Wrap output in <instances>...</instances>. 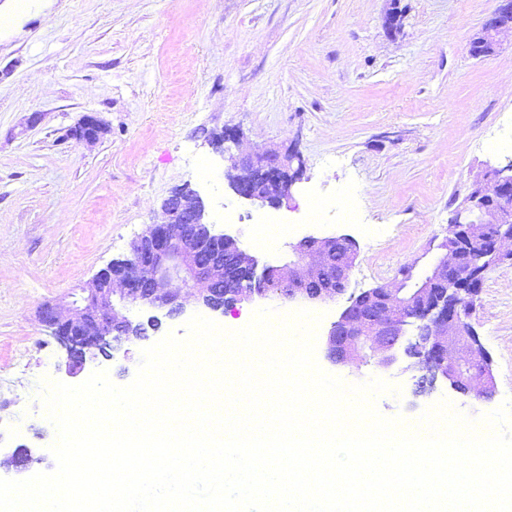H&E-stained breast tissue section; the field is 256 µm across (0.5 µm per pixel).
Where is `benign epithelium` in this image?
<instances>
[{
  "instance_id": "obj_1",
  "label": "benign epithelium",
  "mask_w": 512,
  "mask_h": 512,
  "mask_svg": "<svg viewBox=\"0 0 512 512\" xmlns=\"http://www.w3.org/2000/svg\"><path fill=\"white\" fill-rule=\"evenodd\" d=\"M507 31L512 32V0H499L477 33L479 56L495 54L499 36ZM73 133L79 140L95 141L104 128L96 115L88 114ZM295 161L303 165L297 152L260 150L231 159L225 178L239 197L277 209L295 183ZM162 211L164 221L133 241L129 256L101 269L91 286L82 289L86 296L72 301L67 312L52 304L42 307L41 321L66 350L70 370L77 373L101 357L110 359L114 344L145 339L147 328L160 325L155 316L146 325L132 321L126 311L133 307L181 315L185 305L170 288L175 279L198 288V307L212 312L253 295L323 302L347 289L356 258V244L349 237H306L292 246L294 261L260 268L235 239L202 228L208 223L207 207L192 188L171 191ZM450 227L423 272L405 266L390 285L349 298L328 333L333 362L349 364L370 356L388 368L404 355L420 373L421 392L445 380L462 395L493 396L491 360L470 322L471 300L489 269L512 263V250L501 248L503 241L512 240V162L491 166L473 180ZM338 253L339 262L334 260ZM227 281L234 285L229 299L224 294ZM460 347L468 353L463 362L455 357ZM39 461L35 451L21 448L9 464L24 473Z\"/></svg>"
}]
</instances>
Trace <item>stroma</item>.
Instances as JSON below:
<instances>
[{
	"mask_svg": "<svg viewBox=\"0 0 512 512\" xmlns=\"http://www.w3.org/2000/svg\"><path fill=\"white\" fill-rule=\"evenodd\" d=\"M402 11L387 34L385 15ZM498 0H53L19 33L0 34V453L35 448V472L54 471L56 440L37 395L41 380L81 384L95 371L128 385L141 352L168 334L185 337L197 315L182 289V315L163 318L149 341L117 346L111 359L66 373L65 350L42 325L43 305L67 308L161 219L170 191L187 185L211 204V230L236 239L259 264H278L308 235H346L357 260L345 295L310 304L322 316L315 358L348 383L380 378L393 392L383 416L419 418L448 401L477 419L512 400V265L489 270L472 324L496 379L491 399L439 382L414 392L406 359L342 366L327 356L333 322L356 296L391 283L409 263L425 267L487 166L512 161V35L494 56L471 39ZM87 114L105 132L80 142ZM237 129L216 152L207 136ZM296 149L300 180L280 209L238 198L224 172L231 157ZM359 211L346 224L329 209L310 217L312 194ZM239 216L223 221L225 209ZM277 215L281 232L263 223ZM302 302L245 299L210 313L225 329L256 310L281 314Z\"/></svg>",
	"mask_w": 512,
	"mask_h": 512,
	"instance_id": "1",
	"label": "stroma"
}]
</instances>
